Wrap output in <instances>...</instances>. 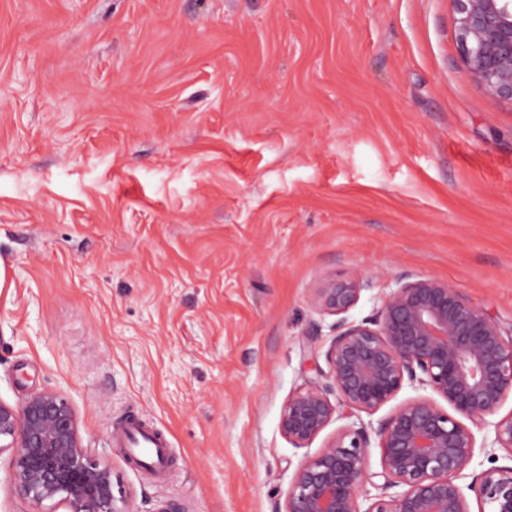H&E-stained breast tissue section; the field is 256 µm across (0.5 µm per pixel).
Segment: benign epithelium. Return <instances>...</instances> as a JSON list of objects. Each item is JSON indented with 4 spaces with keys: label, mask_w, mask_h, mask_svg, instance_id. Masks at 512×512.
<instances>
[{
    "label": "benign epithelium",
    "mask_w": 512,
    "mask_h": 512,
    "mask_svg": "<svg viewBox=\"0 0 512 512\" xmlns=\"http://www.w3.org/2000/svg\"><path fill=\"white\" fill-rule=\"evenodd\" d=\"M461 60L487 93L512 103V0H452ZM364 284L327 280L316 288L322 311L347 313ZM325 360L329 375L295 393L280 428L295 448H307L340 418L369 416L406 385L431 390L446 402L418 395L378 422H351L321 451L304 460L288 489L283 512H512V465L469 475L475 456L472 427L493 428L492 444L512 452V337L452 284L428 276L396 279L376 314L341 319ZM335 399H330V396ZM377 438L378 493L370 472L371 436ZM8 454L18 497L35 507L61 501L67 512H123L112 468L83 447L74 411L58 392L44 389L20 405L0 402V455ZM472 477L461 485L459 480ZM402 487L396 495L386 490ZM369 500L361 509L360 499Z\"/></svg>",
    "instance_id": "obj_1"
}]
</instances>
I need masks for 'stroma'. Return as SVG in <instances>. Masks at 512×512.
Here are the masks:
<instances>
[{
  "instance_id": "obj_1",
  "label": "stroma",
  "mask_w": 512,
  "mask_h": 512,
  "mask_svg": "<svg viewBox=\"0 0 512 512\" xmlns=\"http://www.w3.org/2000/svg\"><path fill=\"white\" fill-rule=\"evenodd\" d=\"M451 0H0V402L52 389L125 512H282L323 281L512 330V105ZM165 438L163 477L115 439Z\"/></svg>"
}]
</instances>
